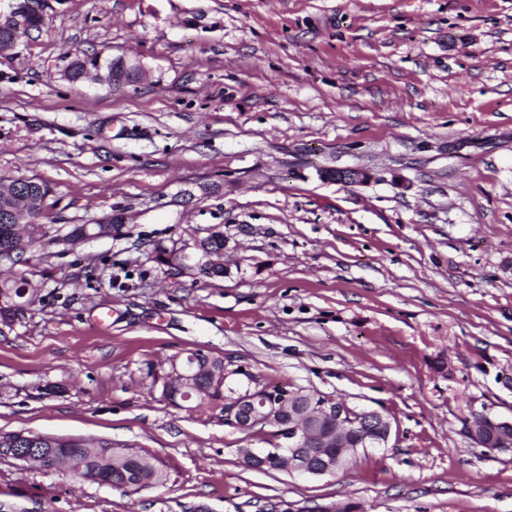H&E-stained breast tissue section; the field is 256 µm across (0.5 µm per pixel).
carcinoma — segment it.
I'll list each match as a JSON object with an SVG mask.
<instances>
[{
    "label": "carcinoma",
    "instance_id": "obj_1",
    "mask_svg": "<svg viewBox=\"0 0 512 512\" xmlns=\"http://www.w3.org/2000/svg\"><path fill=\"white\" fill-rule=\"evenodd\" d=\"M42 22L34 16L25 17V27L10 29L0 27V47L8 46L19 38L38 31ZM104 70L114 75L116 84L123 85L136 75L122 67L121 58L113 57L101 61L97 55H83L76 58L68 71L67 78L78 82L92 71ZM11 178H0V217L6 210H28L35 220L33 224H4L0 222V265L12 266L28 253H35L54 244L60 245L59 238L48 235L49 225L41 223L48 218L46 203L51 189L35 177L25 178L23 188L14 192L6 187ZM127 226L120 218L113 216L106 224H74L63 239L68 241L64 249L71 250L82 241L91 238H106L120 235ZM198 262L202 263L198 276L204 278L224 277V268L212 267L208 253L224 249V239L208 236L196 243ZM152 259L170 273L174 263L181 259L179 250L162 245L154 246ZM39 293V285L24 276L0 278V321L7 324L14 321L25 307L31 304ZM224 371V356L198 351L193 356L179 354L168 359L162 373H151L153 385L159 387L161 397L168 404L198 413L224 414V400L232 395L233 389L213 378V372ZM248 382L254 384V394L262 400L272 401L275 394L288 388V384H260L257 377L248 371L241 372ZM0 448H39L37 465L49 463L62 468L77 480H90L113 488L138 491L158 487L167 483L169 472L147 451L130 446L115 447L112 442L99 440L87 443L81 439L60 438L31 431L0 433Z\"/></svg>",
    "mask_w": 512,
    "mask_h": 512
}]
</instances>
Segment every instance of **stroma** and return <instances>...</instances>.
<instances>
[{
	"mask_svg": "<svg viewBox=\"0 0 512 512\" xmlns=\"http://www.w3.org/2000/svg\"><path fill=\"white\" fill-rule=\"evenodd\" d=\"M0 52V177L52 187L50 245L0 323V432L106 439L162 460L125 493L0 458L15 512H512V0H44ZM144 74L72 83L76 54ZM360 168L345 184L326 170ZM224 232L219 279L154 244ZM203 350L392 423L317 478L246 468L264 434L170 406L149 370ZM182 256L179 255V250L174 248H167L162 245H155L152 250V259L159 266L163 267L164 272L170 275L174 263L182 258L181 266L179 268L178 277H186L193 275L197 269L198 264L190 262V257L185 253L184 249L181 250ZM464 432L488 452H512V419L499 420L474 414L465 422Z\"/></svg>",
	"mask_w": 512,
	"mask_h": 512,
	"instance_id": "obj_1",
	"label": "stroma"
}]
</instances>
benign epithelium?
Instances as JSON below:
<instances>
[{"label": "benign epithelium", "instance_id": "7a95c632", "mask_svg": "<svg viewBox=\"0 0 512 512\" xmlns=\"http://www.w3.org/2000/svg\"><path fill=\"white\" fill-rule=\"evenodd\" d=\"M8 11H0V24L23 25L22 15L43 16V0H6ZM329 175L339 182L363 183L368 179L359 169L331 171ZM229 417L226 426L241 432L266 430L279 425L278 410L288 412V425L283 428L282 448H270L268 452L278 454L282 462L280 471L292 477L333 476L347 469V456L355 455L358 449L347 447L346 435L358 428L363 433L362 444L366 447L382 446L391 434V421L376 410L351 408L340 399L327 398L316 406L309 402V408L300 406V394L286 390L279 394L278 401L270 404L258 401L252 392L235 393L226 399ZM334 415L336 419V443L341 446L336 456L325 455L320 449L326 447V438L318 435L315 418L320 415ZM464 432L477 446L488 452H512V419L499 420L478 414L465 422Z\"/></svg>", "mask_w": 512, "mask_h": 512}]
</instances>
